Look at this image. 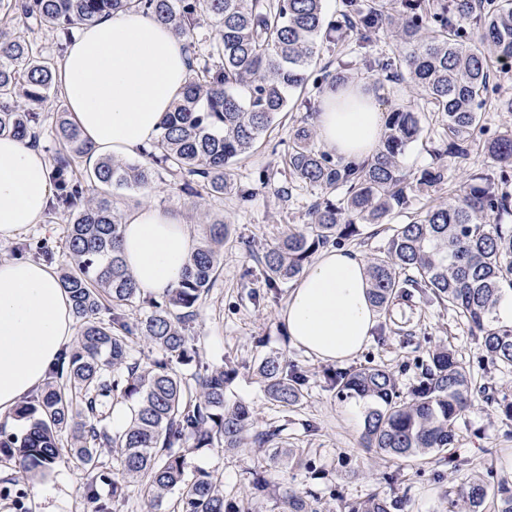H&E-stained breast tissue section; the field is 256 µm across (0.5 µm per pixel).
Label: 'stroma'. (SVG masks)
Instances as JSON below:
<instances>
[{"mask_svg": "<svg viewBox=\"0 0 512 512\" xmlns=\"http://www.w3.org/2000/svg\"><path fill=\"white\" fill-rule=\"evenodd\" d=\"M374 90L389 109L411 101L401 82L384 81ZM504 96H512V69L489 86L469 159L448 162L444 184L415 193L413 210L427 208L436 197L453 196L470 173L489 166L485 143L512 131V112L500 111L495 105ZM414 104L422 113L425 133L422 142L406 152L403 166L417 173L434 166L442 129L440 119L423 101ZM304 113V107L297 106L280 114L257 148L235 166L234 179L252 189L247 202H240L232 192L219 197L190 192L164 171L155 174L149 196L132 189L112 193L114 202L125 212L149 203L181 215L197 237L202 234L204 221L220 219L232 224L233 234L224 244L220 273L203 298L191 329L200 365L211 369L227 362L235 365L237 375L226 388V404L249 405L255 429L281 427L279 447L295 449L300 458L299 464L292 465L286 458L273 457L271 450L254 445L238 451L203 449L188 455L187 472L220 473L225 496L251 501L252 512H286L277 495H253L252 474L266 469L285 476L299 491L312 492L318 512H339L342 502L388 489L403 499L404 512H450L446 492L464 487L472 476L491 470L512 479V421L505 420L495 405L476 401L457 423L451 454L400 466L376 458L374 452L363 448L366 403L359 398H339L328 378L360 367L384 365L394 372L399 393L406 398L421 376V363L429 349L447 346L470 367L476 384L492 387L498 397L512 400V369L480 362L479 346L464 321L423 296L395 306L392 312H379L378 328L371 341L348 362H322L295 347L279 319L292 286L285 283L275 289L267 287L255 257L288 230L308 224L311 206L320 195L319 190L294 181L285 170L284 157ZM262 171L269 174L268 183L259 182ZM405 221V214L390 213L383 223L361 226L359 236L347 246L368 260L380 256L391 226ZM67 225L66 217L61 215L53 223L31 226L20 239L48 242L55 252L53 267L60 271L70 264ZM271 351L279 352L305 379L303 398L293 408L273 404L255 375L258 360ZM83 482L82 470L70 461L58 465L46 478L28 479L0 456V487L14 484L25 493L19 505L13 498L0 495V512H39L37 497L46 487L64 492L59 512H93V502L82 493Z\"/></svg>", "mask_w": 512, "mask_h": 512, "instance_id": "obj_1", "label": "stroma"}]
</instances>
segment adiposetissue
Segmentation results:
<instances>
[{
    "label": "adipose tissue",
    "mask_w": 512,
    "mask_h": 512,
    "mask_svg": "<svg viewBox=\"0 0 512 512\" xmlns=\"http://www.w3.org/2000/svg\"><path fill=\"white\" fill-rule=\"evenodd\" d=\"M188 78V57L171 27L142 12H118L81 27L65 48L57 84L94 147L87 165L148 147ZM385 120L376 93L355 81L323 93L315 123L325 150L362 163L376 154ZM54 194L44 152L0 136V240L41 223ZM193 247L185 220L156 206L139 207L122 226L125 264L148 293L175 288ZM369 290L360 253L327 251L306 268L280 318L296 347L342 363L368 344L377 324ZM75 333L72 303L52 267L0 259V418L43 385Z\"/></svg>",
    "instance_id": "adipose-tissue-1"
}]
</instances>
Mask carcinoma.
Returning a JSON list of instances; mask_svg holds the SVG:
<instances>
[{
  "mask_svg": "<svg viewBox=\"0 0 512 512\" xmlns=\"http://www.w3.org/2000/svg\"><path fill=\"white\" fill-rule=\"evenodd\" d=\"M138 10L168 25L184 41L191 74L173 109L161 121L152 149L136 163L111 157L93 169L73 167L92 151L68 117L56 112L53 134L60 145L52 178L57 194L48 209L52 219L69 214L71 268L60 278L79 322L75 345L49 372L44 387L15 410L28 422L22 436L0 434V452L18 472L32 478L53 470L63 456L85 475L83 490L94 512H113L130 483L143 486L152 506L178 493V512H250L224 497L219 475L186 473V453L202 448H242L253 442L271 445L281 429L250 433L252 410L224 404V390L236 368L186 375L176 365L199 359L188 328L199 314L203 296L217 277L229 225L204 226L180 283L162 299H148L150 311L129 320L123 309L136 304L141 290L120 251L125 217L112 200V189H152L161 168L187 182L203 183L210 195L237 189L241 200L251 189L234 187L232 166L249 154L288 111L290 96L309 84L336 88L348 82V68H317L321 47L359 36L368 69L407 84L410 96L423 99L442 122L446 147L440 162L412 177L404 171L406 151L423 139L421 116L400 105L389 112L374 158L363 165L336 160L317 149L307 113L296 126L286 165L297 182L319 189L305 228L288 232L264 251L261 263L270 288L299 278L321 248L340 246L359 235L360 226L380 224L393 210H408L418 187L444 182L445 157L466 160L479 126L491 59H512V0H341L329 16L323 0H0V24L14 28L0 36V135L37 143L43 117L40 106L55 88L59 61L43 56L26 39L33 27L67 38L77 25H93L104 16ZM208 17L216 36L198 54L195 34ZM389 37L390 55L371 56L367 48ZM491 163L512 168V133L486 146ZM500 179L470 175L453 201H441L391 227L383 255L367 267L370 300L387 310L414 293L453 310L478 341L481 359L512 367V326L498 324L496 308L504 286L512 288V225L494 222L507 209L509 195ZM344 190V197H330ZM108 313V322L101 319ZM153 346L159 357L141 363L132 355L133 339ZM268 398L293 407L303 397L304 379L276 353L255 368ZM341 398L369 403L363 418V447L393 461L422 460L454 442V426L486 390L474 392L473 376L448 347L427 353L425 372L411 397L400 398L394 373L375 365L334 374ZM127 407L128 419L113 430L112 413ZM67 448H62V437ZM117 449L116 472L106 471L102 449ZM477 478L456 494V512H512V481ZM111 483V493H97ZM254 495L271 490L288 512H317L307 496L285 481L255 475ZM344 512H403L398 499L372 493L347 502Z\"/></svg>",
  "mask_w": 512,
  "mask_h": 512,
  "instance_id": "carcinoma-1",
  "label": "carcinoma"
}]
</instances>
